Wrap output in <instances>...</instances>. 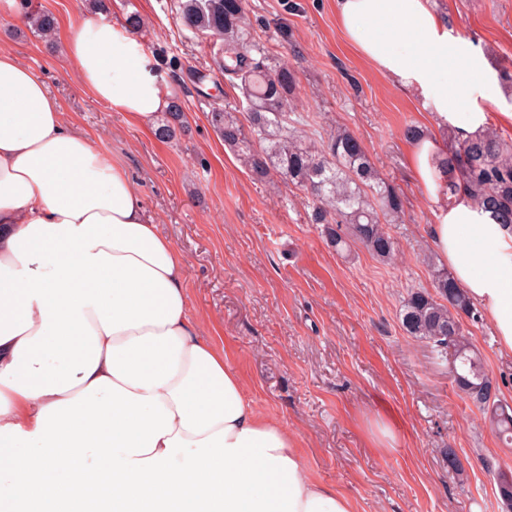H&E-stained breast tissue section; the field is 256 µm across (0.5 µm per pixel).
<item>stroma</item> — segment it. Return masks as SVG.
<instances>
[{
	"label": "stroma",
	"mask_w": 512,
	"mask_h": 512,
	"mask_svg": "<svg viewBox=\"0 0 512 512\" xmlns=\"http://www.w3.org/2000/svg\"><path fill=\"white\" fill-rule=\"evenodd\" d=\"M56 35L15 23L0 0V51L32 67L58 99L74 134L90 137L129 174L146 214L188 262L185 290L202 334L224 352L248 395L299 441L308 472L354 512H506L491 473L512 470L504 443L458 389L447 362L407 336L408 295L432 289L429 200L408 173L407 124L427 127L430 102L411 96L348 46L336 0H244L275 61L296 72V102L323 128L346 127L402 195L405 217L387 225L398 257L387 264L363 245L339 253L310 223L312 199L295 186L260 182L210 125L212 108L238 92L193 37L178 0H37ZM451 36L483 53L489 72L472 87L492 126L512 136V101L496 66L512 63V0H434ZM137 33L159 81L181 101L185 126L164 141L80 86L64 43L83 18L123 21ZM287 22L290 41L276 34ZM500 400L512 406V357L500 355L482 313L462 317ZM388 425L381 434L379 425ZM455 449L464 474L449 472Z\"/></svg>",
	"instance_id": "1"
}]
</instances>
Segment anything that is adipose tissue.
<instances>
[{
	"label": "adipose tissue",
	"instance_id": "ef3b65f1",
	"mask_svg": "<svg viewBox=\"0 0 512 512\" xmlns=\"http://www.w3.org/2000/svg\"><path fill=\"white\" fill-rule=\"evenodd\" d=\"M336 9L361 57L432 100L437 126L466 137L489 125L471 97L482 60L431 0ZM66 55L83 87L141 126L167 109L171 91L125 24L83 19ZM447 153L431 134L411 155L438 218L435 257L510 356L512 226L442 191L434 162ZM186 275L126 171L1 51L0 512H353L201 336ZM92 474L107 480L95 500Z\"/></svg>",
	"mask_w": 512,
	"mask_h": 512
}]
</instances>
